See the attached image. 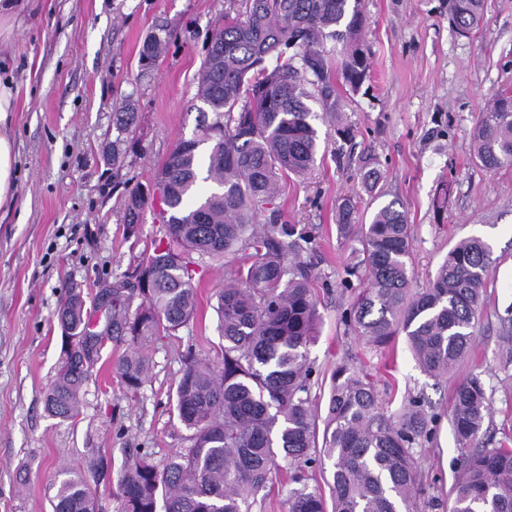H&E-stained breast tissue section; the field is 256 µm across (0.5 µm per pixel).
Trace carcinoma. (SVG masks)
<instances>
[{"label":"carcinoma","instance_id":"cac0c4a2","mask_svg":"<svg viewBox=\"0 0 512 512\" xmlns=\"http://www.w3.org/2000/svg\"><path fill=\"white\" fill-rule=\"evenodd\" d=\"M229 0L224 22L206 49L197 96L213 114L196 138L177 143L148 188L129 192L130 234L149 199H160L166 245L143 259L135 281L112 283V333L91 345L83 295L69 291L55 316L61 365L45 396L47 412L76 415L82 386L106 340L124 342L121 382L136 390L148 372L143 348L188 325L197 308L193 273L199 261L224 260L231 281L218 292L224 338L222 366L187 353L172 390V412L190 446L162 466L145 448H130L115 495L120 512H254L286 463L287 512H419L414 446L430 437L421 398L396 414L381 405L370 376L346 363L320 378L308 358L319 325L315 280L304 254L310 232L280 222L284 181L305 175L319 152L309 102L336 119L342 89L357 91L370 74L361 48L363 0ZM484 0H448V20L466 36L479 26ZM170 33L159 28L143 45L144 66L156 64ZM340 45L333 54L327 42ZM474 158L488 171L512 167V95L496 94L479 116ZM210 144L206 166L198 148ZM364 191L380 172L370 157L359 166ZM202 182L211 184L199 192ZM337 230L355 242L347 274L364 287L345 314L366 342L384 346L399 333L423 372L440 378L475 342L486 300L490 247L471 236L457 242L426 287L411 291L412 236L396 200L359 223L357 195L339 199ZM269 221L258 224V217ZM140 299L134 304V299ZM319 394H314L313 389ZM489 400L476 376L460 383L448 410L457 441L470 449ZM332 461L330 479L309 485L305 471ZM455 483L451 512H512V448L470 450ZM112 460L98 454L57 471L52 512H98L96 488L111 482Z\"/></svg>","mask_w":512,"mask_h":512}]
</instances>
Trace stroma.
Returning a JSON list of instances; mask_svg holds the SVG:
<instances>
[{"mask_svg": "<svg viewBox=\"0 0 512 512\" xmlns=\"http://www.w3.org/2000/svg\"><path fill=\"white\" fill-rule=\"evenodd\" d=\"M226 8V0H26L0 35L17 173L14 206L0 210V512H52L57 470L87 449L117 467L128 448L149 449L159 463L188 445L169 396L186 352L222 361L214 307L223 262L197 267L196 315L148 349L140 389L121 384L114 364L126 346L110 342L76 418L50 416L44 396L61 358L54 313L68 289L93 299L103 283L136 275L144 252L164 238L155 204L127 234L124 198L151 185L176 143L196 135L205 46ZM364 14L371 76L345 92L340 122L353 137L314 120L317 162L287 182L280 202L285 220L316 238L309 260L320 323L310 361L324 373L341 363L364 370L389 411L411 397L430 405L438 416L432 439L414 450L420 512H448L466 450L447 413L469 375L480 376L490 401L482 444L512 446V167L491 172L472 159L480 112L492 95L512 93V0H485L481 24L466 37L449 26L447 0H364ZM160 25L171 34L166 52L143 70V43ZM127 97L136 119L123 131L115 112ZM116 141L128 147L117 168L106 154ZM366 155L381 171L384 200H400L408 214L413 288L426 286L459 239L477 236L491 247L474 348L445 378L420 371L405 336L377 348L342 318L354 296L345 284L352 243L336 230V204L358 188Z\"/></svg>", "mask_w": 512, "mask_h": 512, "instance_id": "obj_1", "label": "stroma"}]
</instances>
